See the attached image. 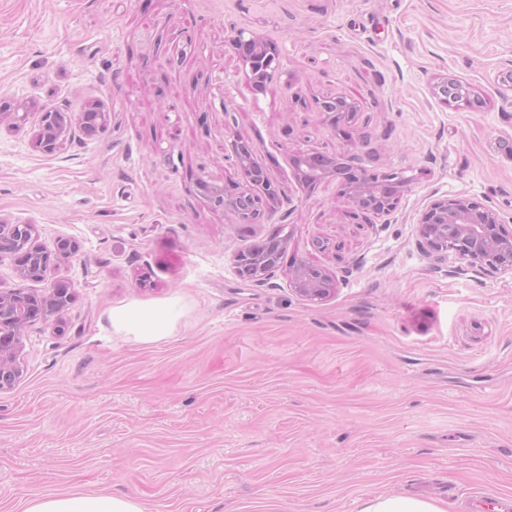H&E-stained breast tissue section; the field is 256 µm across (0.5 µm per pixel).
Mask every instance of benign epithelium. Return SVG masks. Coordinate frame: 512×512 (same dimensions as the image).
<instances>
[{
    "mask_svg": "<svg viewBox=\"0 0 512 512\" xmlns=\"http://www.w3.org/2000/svg\"><path fill=\"white\" fill-rule=\"evenodd\" d=\"M235 53L246 63L265 51L276 54L274 47L263 40L245 37L239 32L231 39ZM433 94L443 103L453 102L469 107L481 103L479 93L468 83L446 75L432 86ZM321 112L332 115L337 124L355 112L353 103L343 97H327L317 101ZM72 118L64 112L43 109L41 127L37 134L39 145L46 152L58 149L67 139ZM301 179H307L301 165L322 167L321 177L332 175L339 180L343 195L353 207L357 217L382 214L393 210L399 202L406 179L397 173H374L363 168L347 166L320 154L298 156L295 159ZM236 165L243 180L255 188L242 192L230 203L244 224H258L274 212L279 190L256 165L248 146L236 151ZM417 245L427 257L444 260L454 256L466 262L477 274L493 277L512 275V230L500 223L498 213L482 203L462 195L429 201L418 212L416 220ZM284 244H271L264 251L253 248L235 255L238 276L255 283L264 282L278 267ZM52 251L38 243L36 225L0 224V257L13 259L18 276L25 280H40L50 265ZM335 284L334 277L325 269L301 263L289 272V286L299 295L311 300L328 297ZM72 300L69 289L58 285L44 295L30 294L22 289L0 290V336L11 343L0 344V389L11 387L19 376L16 365L17 349L21 341L22 322L34 307L53 315H60Z\"/></svg>",
    "mask_w": 512,
    "mask_h": 512,
    "instance_id": "1",
    "label": "benign epithelium"
}]
</instances>
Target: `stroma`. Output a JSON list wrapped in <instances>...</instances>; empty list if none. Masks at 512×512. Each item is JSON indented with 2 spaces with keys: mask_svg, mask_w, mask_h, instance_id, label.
Here are the masks:
<instances>
[{
  "mask_svg": "<svg viewBox=\"0 0 512 512\" xmlns=\"http://www.w3.org/2000/svg\"><path fill=\"white\" fill-rule=\"evenodd\" d=\"M274 45L264 89L232 50ZM512 0H0V219L78 244L43 280L0 258V289L70 283L27 324L0 390V512L68 493L129 495L148 512H355L408 495L467 512L469 489L512 495V276L426 258L419 210L465 195L512 228ZM453 74L470 111L432 93ZM344 96L332 125L317 101ZM109 118L38 147L41 109ZM280 189L244 224L202 190L238 193L235 146ZM319 152L407 184L352 219L337 180L299 182ZM288 236L264 283L237 252ZM324 239L328 250L314 249ZM308 262L349 281L321 301L288 284ZM181 300L154 344L112 308Z\"/></svg>",
  "mask_w": 512,
  "mask_h": 512,
  "instance_id": "obj_1",
  "label": "stroma"
}]
</instances>
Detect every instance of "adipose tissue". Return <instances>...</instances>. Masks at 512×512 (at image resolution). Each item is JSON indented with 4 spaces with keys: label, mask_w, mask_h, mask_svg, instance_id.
Returning a JSON list of instances; mask_svg holds the SVG:
<instances>
[{
    "label": "adipose tissue",
    "mask_w": 512,
    "mask_h": 512,
    "mask_svg": "<svg viewBox=\"0 0 512 512\" xmlns=\"http://www.w3.org/2000/svg\"><path fill=\"white\" fill-rule=\"evenodd\" d=\"M182 316L183 307L175 300L157 304L130 303L110 312L113 329L144 344L169 337ZM24 512H144V508L130 496L70 494L32 499Z\"/></svg>",
    "instance_id": "1"
}]
</instances>
